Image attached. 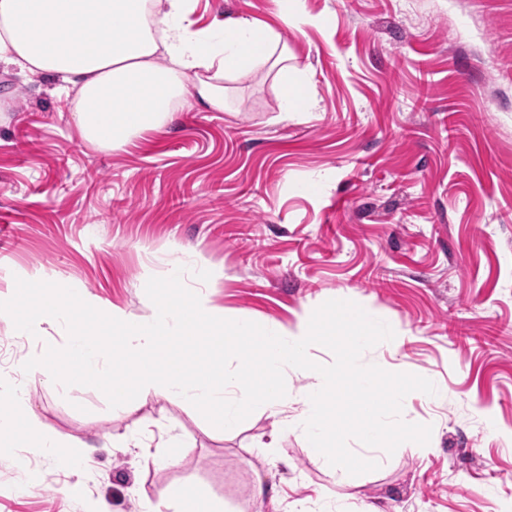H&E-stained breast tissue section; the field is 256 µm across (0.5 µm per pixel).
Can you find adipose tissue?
<instances>
[{
  "mask_svg": "<svg viewBox=\"0 0 512 512\" xmlns=\"http://www.w3.org/2000/svg\"><path fill=\"white\" fill-rule=\"evenodd\" d=\"M195 0H0V69L61 76L88 143L119 148L159 131L189 97L226 106L225 80L263 68L288 75L271 26L230 17L194 27Z\"/></svg>",
  "mask_w": 512,
  "mask_h": 512,
  "instance_id": "obj_1",
  "label": "adipose tissue"
}]
</instances>
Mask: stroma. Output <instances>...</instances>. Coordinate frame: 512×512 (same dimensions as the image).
<instances>
[{"mask_svg":"<svg viewBox=\"0 0 512 512\" xmlns=\"http://www.w3.org/2000/svg\"><path fill=\"white\" fill-rule=\"evenodd\" d=\"M312 17L304 31L278 12ZM277 27L287 80L228 82L229 108L177 107L163 130L106 151L84 141L55 76L0 72V291L16 278L74 288L148 314L144 280L186 251L203 255L213 303L230 318L291 324L353 301L405 335L362 364L426 377L405 421L431 426L430 453L397 448L380 467L333 479L301 435L256 409L236 431L157 399L133 413L98 390L40 385L42 423L83 442L89 474L0 456V512H141L175 487L268 512L324 491L351 512H506L512 505V0H197L206 27L227 17ZM316 111L280 112L284 85ZM490 410L498 432L487 429ZM175 426L187 446L116 448L112 435Z\"/></svg>","mask_w":512,"mask_h":512,"instance_id":"stroma-1","label":"stroma"}]
</instances>
